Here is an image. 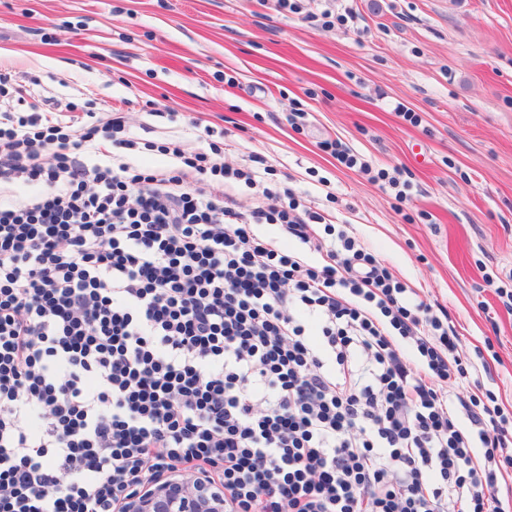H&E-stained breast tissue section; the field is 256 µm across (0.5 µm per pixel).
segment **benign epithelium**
Listing matches in <instances>:
<instances>
[{"label":"benign epithelium","instance_id":"benign-epithelium-1","mask_svg":"<svg viewBox=\"0 0 512 512\" xmlns=\"http://www.w3.org/2000/svg\"><path fill=\"white\" fill-rule=\"evenodd\" d=\"M122 512H224V487L175 471L124 500Z\"/></svg>","mask_w":512,"mask_h":512}]
</instances>
